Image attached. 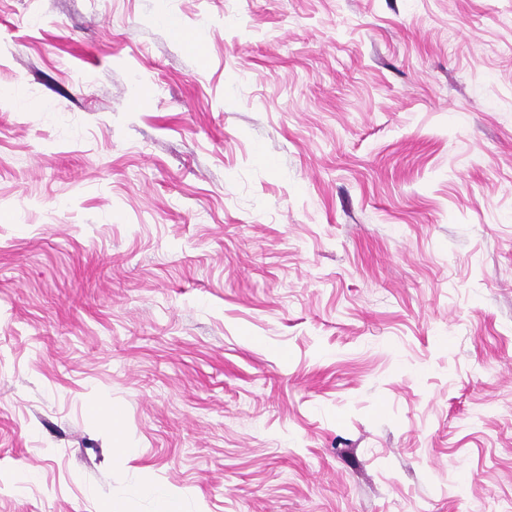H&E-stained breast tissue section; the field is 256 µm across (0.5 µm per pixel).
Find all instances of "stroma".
I'll list each match as a JSON object with an SVG mask.
<instances>
[{
    "mask_svg": "<svg viewBox=\"0 0 512 512\" xmlns=\"http://www.w3.org/2000/svg\"><path fill=\"white\" fill-rule=\"evenodd\" d=\"M144 482L512 512V0H0V512Z\"/></svg>",
    "mask_w": 512,
    "mask_h": 512,
    "instance_id": "35a3bbf8",
    "label": "stroma"
}]
</instances>
